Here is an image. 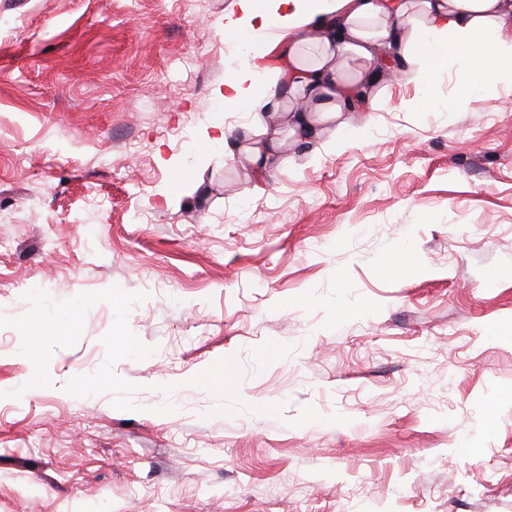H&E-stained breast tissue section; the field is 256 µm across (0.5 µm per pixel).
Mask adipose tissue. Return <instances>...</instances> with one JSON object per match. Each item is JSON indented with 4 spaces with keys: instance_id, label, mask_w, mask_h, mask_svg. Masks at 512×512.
<instances>
[{
    "instance_id": "ef3b65f1",
    "label": "adipose tissue",
    "mask_w": 512,
    "mask_h": 512,
    "mask_svg": "<svg viewBox=\"0 0 512 512\" xmlns=\"http://www.w3.org/2000/svg\"><path fill=\"white\" fill-rule=\"evenodd\" d=\"M224 28L271 31L285 44L278 65L255 52L215 91L225 110L250 112L242 134L229 138L217 121L205 139L225 157L243 154L258 177L290 167L281 132L304 145L353 100L375 108L371 89L387 76L385 59L409 65L420 84L454 71L460 99L512 89V0H237ZM348 61L355 73L345 72Z\"/></svg>"
}]
</instances>
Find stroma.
<instances>
[{"instance_id":"stroma-1","label":"stroma","mask_w":512,"mask_h":512,"mask_svg":"<svg viewBox=\"0 0 512 512\" xmlns=\"http://www.w3.org/2000/svg\"><path fill=\"white\" fill-rule=\"evenodd\" d=\"M235 8L0 0V314L117 285L155 349L115 364L122 411L65 391L108 303L48 388L0 327V512H512V90L455 106L452 73L397 74L342 114L357 142L259 183L199 148L249 120L214 94L253 42ZM226 356L252 412L188 383Z\"/></svg>"}]
</instances>
